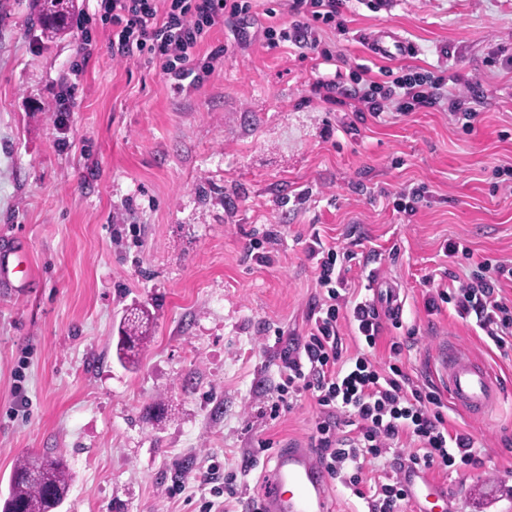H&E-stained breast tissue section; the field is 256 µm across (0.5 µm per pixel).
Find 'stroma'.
Here are the masks:
<instances>
[{"mask_svg":"<svg viewBox=\"0 0 512 512\" xmlns=\"http://www.w3.org/2000/svg\"><path fill=\"white\" fill-rule=\"evenodd\" d=\"M31 0H0V246L20 242L32 281L0 290V498L16 460L63 456L60 512H247L274 452L309 443L317 406L294 396L272 418L283 341L305 336L318 294L312 236L373 253L398 288L404 372L435 380L443 342L486 360L504 395L484 419L454 407L481 468L428 469L458 512H512V354L488 348L452 305H426L424 276L466 277L512 260V0H348L344 31L321 45L375 66L447 69L482 95L473 131L447 108L373 118L358 103L321 101L333 73L316 52L269 47L262 30L290 23L283 0H258L244 23H221L224 49L202 82L178 84L140 58L117 60L102 29L89 58L79 26L45 41ZM388 27L410 52L374 57ZM81 77H73V65ZM426 193L414 214L394 200ZM272 234L262 255L254 238ZM470 256L448 255V242ZM147 307L151 339L135 369L116 358L126 309ZM167 407L161 418L147 405ZM272 449L257 452L258 440ZM236 496H228L227 487Z\"/></svg>","mask_w":512,"mask_h":512,"instance_id":"obj_1","label":"stroma"}]
</instances>
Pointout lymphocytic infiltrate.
Returning <instances> with one entry per match:
<instances>
[{
	"instance_id": "f902f5d3",
	"label": "lymphocytic infiltrate",
	"mask_w": 512,
	"mask_h": 512,
	"mask_svg": "<svg viewBox=\"0 0 512 512\" xmlns=\"http://www.w3.org/2000/svg\"><path fill=\"white\" fill-rule=\"evenodd\" d=\"M345 0H287L291 25L264 27L270 46L292 43L315 49L318 32L331 26ZM254 0H98L96 14L108 31L115 57L143 58L178 79L195 69L211 74L224 53L208 48L213 28L223 19L253 15ZM352 86L335 79L316 84L327 100L336 94L357 99L372 116L387 110L408 114L447 102L448 113L463 130L473 129L479 113L465 92L447 88L444 74L417 66L401 68L380 81L370 68L350 72ZM316 284L320 299L309 314L306 336L290 339L280 352L278 407L297 391L312 392L319 407L310 446L331 480L363 500L368 512H401L408 501L406 473L443 467H481L474 437L449 430L436 388L417 384L395 363L383 366L371 353L383 334V323L370 296L347 292L346 268L337 267V251L315 242ZM512 281V263H478L466 281L437 289L428 304H452L456 314L475 323L487 345L512 347V298L502 280ZM347 318L357 342L355 354L343 353L339 318Z\"/></svg>"
}]
</instances>
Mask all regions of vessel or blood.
I'll list each match as a JSON object with an SVG mask.
<instances>
[{
    "mask_svg": "<svg viewBox=\"0 0 512 512\" xmlns=\"http://www.w3.org/2000/svg\"><path fill=\"white\" fill-rule=\"evenodd\" d=\"M372 54L400 56L406 53L404 41L391 30L381 28L368 39ZM433 365L449 402L461 412L484 417L500 400V382L481 358L455 345L444 344L435 354ZM328 476L311 449L286 448L278 452L266 475L264 512H329ZM413 512H448L447 490L427 482L413 487Z\"/></svg>",
    "mask_w": 512,
    "mask_h": 512,
    "instance_id": "obj_1",
    "label": "vessel or blood"
}]
</instances>
